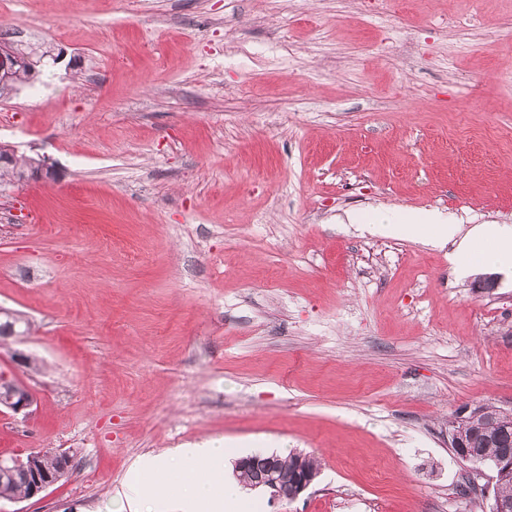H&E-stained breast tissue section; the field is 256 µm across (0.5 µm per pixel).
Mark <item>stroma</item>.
<instances>
[{"mask_svg":"<svg viewBox=\"0 0 512 512\" xmlns=\"http://www.w3.org/2000/svg\"><path fill=\"white\" fill-rule=\"evenodd\" d=\"M44 51L0 97V459L73 455L0 512H110L136 458L223 439L321 462L248 512H490L448 445L512 406V271L372 232L512 225V0H0ZM36 360L18 365L15 351ZM426 224H419L416 219L409 218L407 222L402 224H371L373 231L381 234H394V235H411L423 231L426 227H432L436 233L443 240H453L454 242L459 234L457 224H443L438 216H428ZM36 398L34 393L16 383L13 379L8 376L0 375V410L2 408L12 412L13 414L27 413Z\"/></svg>","mask_w":512,"mask_h":512,"instance_id":"obj_1","label":"stroma"}]
</instances>
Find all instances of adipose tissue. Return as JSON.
<instances>
[{"label": "adipose tissue", "instance_id": "1", "mask_svg": "<svg viewBox=\"0 0 512 512\" xmlns=\"http://www.w3.org/2000/svg\"><path fill=\"white\" fill-rule=\"evenodd\" d=\"M426 226L441 239L456 241L459 253L471 263L512 268V226L506 224H483L463 236L457 225L431 215L423 225L411 218L402 224H378L374 230L407 236ZM134 474V482L116 495L119 512H243L246 506L241 485L225 468L218 440L143 455Z\"/></svg>", "mask_w": 512, "mask_h": 512}]
</instances>
